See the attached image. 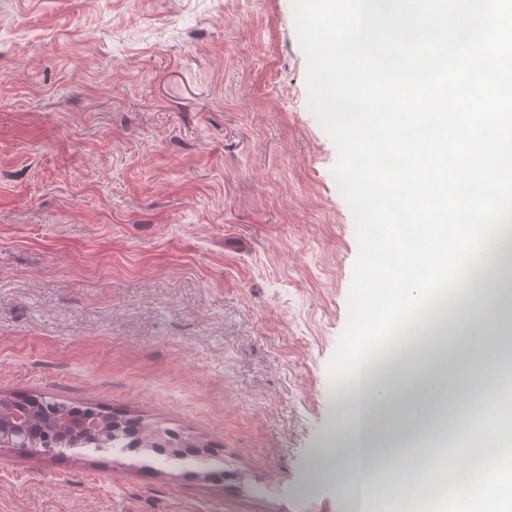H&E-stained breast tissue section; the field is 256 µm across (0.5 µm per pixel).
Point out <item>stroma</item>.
Instances as JSON below:
<instances>
[{"mask_svg": "<svg viewBox=\"0 0 512 512\" xmlns=\"http://www.w3.org/2000/svg\"><path fill=\"white\" fill-rule=\"evenodd\" d=\"M293 0H0V397L182 432L195 461L0 448V512H349L340 374L359 253ZM512 291L450 330L483 406ZM400 366L392 462L431 407Z\"/></svg>", "mask_w": 512, "mask_h": 512, "instance_id": "1", "label": "stroma"}]
</instances>
